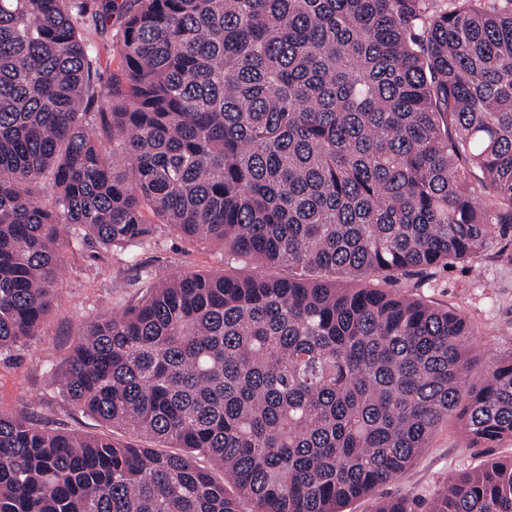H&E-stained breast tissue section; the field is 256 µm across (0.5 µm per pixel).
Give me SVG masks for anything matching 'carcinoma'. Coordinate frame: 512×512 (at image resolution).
<instances>
[{"instance_id": "carcinoma-1", "label": "carcinoma", "mask_w": 512, "mask_h": 512, "mask_svg": "<svg viewBox=\"0 0 512 512\" xmlns=\"http://www.w3.org/2000/svg\"><path fill=\"white\" fill-rule=\"evenodd\" d=\"M450 2L131 0L102 95L78 23L122 4L0 0L1 355L51 313L61 250L132 254L146 210L301 270L184 273L86 325L66 397L175 451L1 411L0 512H241L201 457L251 512H340L452 412L512 437V353L467 382L468 320L383 287L512 231V0ZM430 512H512V460Z\"/></svg>"}]
</instances>
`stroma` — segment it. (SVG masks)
<instances>
[{"mask_svg":"<svg viewBox=\"0 0 512 512\" xmlns=\"http://www.w3.org/2000/svg\"><path fill=\"white\" fill-rule=\"evenodd\" d=\"M123 24V15L116 12L109 21L87 19L79 26L80 38L91 50L95 88H106L112 78L125 73ZM61 259L53 309L38 336L12 354L0 356V410H29L59 430L106 432L113 440L146 448L151 447V440L124 429H106L65 400L48 366L70 355L79 329L146 294L161 279L183 272L274 278L291 273L285 265L225 263L223 250L181 237L164 226L154 242L138 249L132 259L115 250L90 247L63 249ZM392 288L431 305L454 309L471 322L476 332L471 380L482 378L493 357L512 352V250L503 240H496L465 263L403 277ZM489 459H512V439L491 448L471 445L457 416L449 415L426 450L404 472L353 500L343 512H374L378 501L388 498L408 499L415 512H426L449 477Z\"/></svg>","mask_w":512,"mask_h":512,"instance_id":"1","label":"stroma"}]
</instances>
